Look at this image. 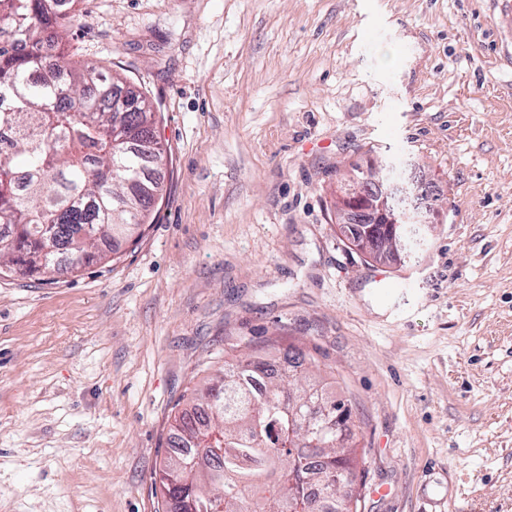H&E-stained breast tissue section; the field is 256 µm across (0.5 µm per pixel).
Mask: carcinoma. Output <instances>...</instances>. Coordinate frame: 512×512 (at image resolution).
Instances as JSON below:
<instances>
[{
	"label": "carcinoma",
	"mask_w": 512,
	"mask_h": 512,
	"mask_svg": "<svg viewBox=\"0 0 512 512\" xmlns=\"http://www.w3.org/2000/svg\"><path fill=\"white\" fill-rule=\"evenodd\" d=\"M69 14L60 0H0V275L48 277L110 261L123 243L144 234L157 195L131 188L155 147L156 112L146 97L122 95L120 79L95 66H75L59 53ZM53 73H42L47 53ZM133 116L139 138L123 149L113 127ZM409 259L426 237L406 225ZM288 368L270 383V363L245 352L224 361L221 375L175 419L176 456L189 478L156 471L162 505L186 512H350L358 468L366 464L355 425L344 423L347 447L324 430L326 409L315 358L292 343L267 340Z\"/></svg>",
	"instance_id": "1"
}]
</instances>
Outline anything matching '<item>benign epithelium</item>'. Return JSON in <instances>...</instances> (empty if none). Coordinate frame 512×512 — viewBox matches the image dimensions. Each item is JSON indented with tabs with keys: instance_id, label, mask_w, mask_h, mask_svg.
I'll list each match as a JSON object with an SVG mask.
<instances>
[{
	"instance_id": "1",
	"label": "benign epithelium",
	"mask_w": 512,
	"mask_h": 512,
	"mask_svg": "<svg viewBox=\"0 0 512 512\" xmlns=\"http://www.w3.org/2000/svg\"><path fill=\"white\" fill-rule=\"evenodd\" d=\"M336 223L353 236L367 224H421L430 229L435 220V205L430 199L429 183L417 177L407 181L381 179L374 173L366 177L352 174L337 184ZM358 249L384 263L402 256L403 243L392 232L382 239L363 237Z\"/></svg>"
}]
</instances>
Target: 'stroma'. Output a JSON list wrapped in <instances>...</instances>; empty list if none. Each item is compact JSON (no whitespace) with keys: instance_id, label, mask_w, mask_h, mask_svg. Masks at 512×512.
Returning <instances> with one entry per match:
<instances>
[{"instance_id":"35a3bbf8","label":"stroma","mask_w":512,"mask_h":512,"mask_svg":"<svg viewBox=\"0 0 512 512\" xmlns=\"http://www.w3.org/2000/svg\"><path fill=\"white\" fill-rule=\"evenodd\" d=\"M63 52L167 164L112 263L0 276V512H159L193 387L272 336L358 425L361 512H512V0H75ZM388 164L439 212L412 266L334 220Z\"/></svg>"}]
</instances>
